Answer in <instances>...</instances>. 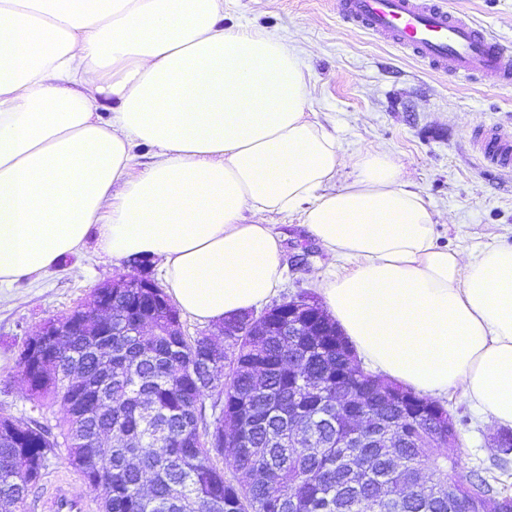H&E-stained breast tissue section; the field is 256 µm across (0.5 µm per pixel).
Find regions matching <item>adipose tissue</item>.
<instances>
[{
	"label": "adipose tissue",
	"mask_w": 512,
	"mask_h": 512,
	"mask_svg": "<svg viewBox=\"0 0 512 512\" xmlns=\"http://www.w3.org/2000/svg\"><path fill=\"white\" fill-rule=\"evenodd\" d=\"M311 81L299 47L225 25L224 0H0V285L92 235L160 260L179 307L217 321L276 295L266 217L297 213L352 262L319 289L368 361L512 427V245H436L390 154H343L309 119Z\"/></svg>",
	"instance_id": "adipose-tissue-1"
}]
</instances>
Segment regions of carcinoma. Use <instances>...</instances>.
<instances>
[{
	"mask_svg": "<svg viewBox=\"0 0 512 512\" xmlns=\"http://www.w3.org/2000/svg\"><path fill=\"white\" fill-rule=\"evenodd\" d=\"M224 320V348L187 336L162 288L112 289V335L65 336L39 363L30 335L19 365L40 418L0 415V500L22 504L66 459L100 512H484L509 493L492 469L456 473L428 420L407 421L368 394L371 373L315 302L288 335V304ZM345 403L401 425L404 447L348 448ZM217 395L206 415L205 400ZM61 404L56 426L44 413ZM317 444L288 442L297 425ZM231 452V471L220 466ZM407 485L412 496L388 498Z\"/></svg>",
	"mask_w": 512,
	"mask_h": 512,
	"instance_id": "1",
	"label": "carcinoma"
}]
</instances>
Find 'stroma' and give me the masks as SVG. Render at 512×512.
Wrapping results in <instances>:
<instances>
[{
  "label": "stroma",
  "instance_id": "stroma-1",
  "mask_svg": "<svg viewBox=\"0 0 512 512\" xmlns=\"http://www.w3.org/2000/svg\"><path fill=\"white\" fill-rule=\"evenodd\" d=\"M499 38L512 43V0H448ZM225 24L257 26L305 50L312 74L309 115L336 132L342 152L363 147L391 153L406 180L431 210L446 215L435 242L464 252L512 243V178L482 165L469 143L479 124L512 130V88L449 81L401 50L344 24L335 0H224ZM281 238L283 277L279 299L317 293L314 273L345 268L302 224L300 215L270 218ZM131 273L94 241L59 268L25 275L0 287V411L32 414L18 365L26 337L48 320L84 304L103 282L104 270ZM454 418L459 444L447 455L459 473L491 467L500 456L496 426L484 421L457 392L442 395Z\"/></svg>",
  "mask_w": 512,
  "mask_h": 512
}]
</instances>
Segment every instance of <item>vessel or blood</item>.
Returning <instances> with one entry per match:
<instances>
[{
	"label": "vessel or blood",
	"mask_w": 512,
	"mask_h": 512,
	"mask_svg": "<svg viewBox=\"0 0 512 512\" xmlns=\"http://www.w3.org/2000/svg\"><path fill=\"white\" fill-rule=\"evenodd\" d=\"M341 21L377 40L399 47L431 70L454 79L493 86L512 85V46L446 0H336ZM481 163L512 173V133L481 126L471 133ZM56 479L49 495L50 512H90V504L66 492Z\"/></svg>",
	"instance_id": "1"
}]
</instances>
